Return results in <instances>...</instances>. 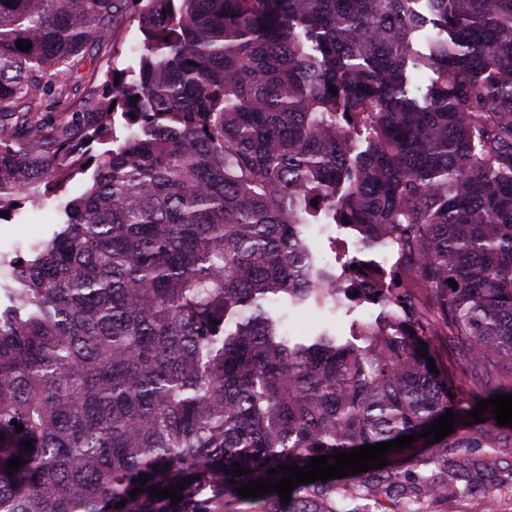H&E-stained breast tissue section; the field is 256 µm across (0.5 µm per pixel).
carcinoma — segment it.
I'll use <instances>...</instances> for the list:
<instances>
[{
    "label": "carcinoma",
    "mask_w": 512,
    "mask_h": 512,
    "mask_svg": "<svg viewBox=\"0 0 512 512\" xmlns=\"http://www.w3.org/2000/svg\"><path fill=\"white\" fill-rule=\"evenodd\" d=\"M134 2L138 71L81 75L121 0H0V213L91 182L0 282V512H423L477 492L448 449L512 446L493 407L469 416L512 395V0ZM322 214L390 247V272L324 262ZM276 303L381 313L299 338ZM436 336L486 377L464 405L417 352ZM449 409L442 441L387 454L408 471L237 494ZM187 477L176 505L147 491Z\"/></svg>",
    "instance_id": "1"
}]
</instances>
